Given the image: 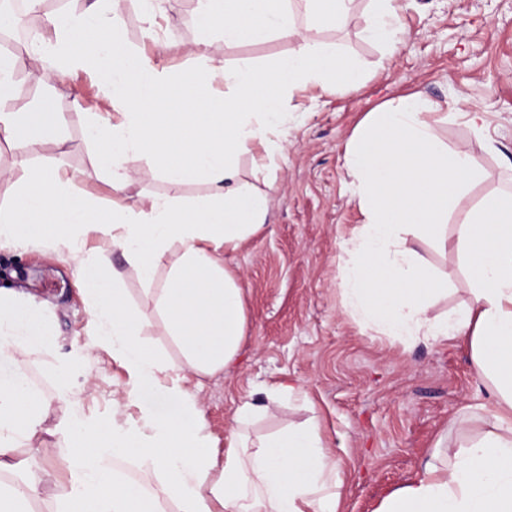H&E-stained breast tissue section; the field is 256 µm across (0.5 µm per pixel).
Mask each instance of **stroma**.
Here are the masks:
<instances>
[{
  "label": "stroma",
  "mask_w": 512,
  "mask_h": 512,
  "mask_svg": "<svg viewBox=\"0 0 512 512\" xmlns=\"http://www.w3.org/2000/svg\"><path fill=\"white\" fill-rule=\"evenodd\" d=\"M161 8L150 26L139 0H125L122 48L148 51L159 38L169 43L160 65L192 69L186 48L197 38L194 0H163ZM367 9L368 0H357L343 25L319 30L322 41L338 46L363 68L364 83L338 94L314 85L293 90L281 99L286 153L264 169L254 167L250 154L239 157V185L269 193L271 208L265 227L224 257L226 266L239 274L245 296L246 338L239 356L227 373L203 380L197 390L211 444L220 452L242 400L262 403L265 390L295 386V393L269 403L247 432L255 438L288 422L317 419L348 471L345 512H375L382 497L416 474L440 433H447L455 447L482 429L475 416L485 402L463 341L405 345L362 328L347 315L340 270L348 256L341 243L364 221L357 181L346 165L348 141L368 113L419 92L440 105L431 118L438 137L467 151L481 171L480 181L462 197L460 210L491 191L512 187V0H399L403 34L393 52L364 39ZM295 47V40L284 36L219 46L212 51L213 64L228 67L248 59L271 70ZM40 68L37 57L22 59L19 73L31 91L14 95L8 107L24 111L50 98L63 117L64 139L56 145L0 143V168H18L25 159L57 168L71 178L76 195L102 212L111 211L116 200L138 208L153 196L196 201L211 194L205 181L173 183L152 174L146 158L137 163L125 191L115 193L94 161L98 146L87 138L73 102L81 100L86 111L99 113L108 124L120 122V114L107 104L93 72L75 70L45 86L37 80ZM464 105L482 113L484 131L471 129L458 116ZM82 247L122 272L127 298L142 313L147 343L175 353L153 302L121 253L92 232L83 237ZM422 254L448 275V296L436 303L435 313L466 302L469 282L442 245L431 243ZM5 286L33 300L51 318L58 334L54 361L69 376L70 389L62 396L41 357L26 364L28 379L50 401V434L17 453L44 479L39 512H53V492L64 475L53 468L44 449L63 445L73 413L90 422L112 419L121 425L139 417L140 410L112 404L126 373L108 352L94 348L91 315L63 247L0 244V288Z\"/></svg>",
  "instance_id": "35a3bbf8"
}]
</instances>
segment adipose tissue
<instances>
[{
	"label": "adipose tissue",
	"instance_id": "obj_1",
	"mask_svg": "<svg viewBox=\"0 0 512 512\" xmlns=\"http://www.w3.org/2000/svg\"><path fill=\"white\" fill-rule=\"evenodd\" d=\"M371 2L365 38L393 44L397 0ZM353 3L195 0L202 46H210L214 28L228 46L274 34L296 38L297 49L270 71L248 60L216 69L200 54L195 69L177 72L159 66L155 55L124 50L122 0H91L77 16L45 15L53 38L30 48L44 58L39 82L91 69L123 115L106 132L112 151L101 154L112 189L125 190L146 148L154 173L174 182L201 179L212 188L208 200L192 204L170 196L149 198L137 210L116 204L110 221L96 222L71 179L26 161L16 195L0 204V239L52 244L67 238L99 341L127 374L122 400L141 408L139 420L122 426L74 418L63 446L48 449L66 475L55 512H166L169 501L177 512H342L341 462L317 424L289 423L253 441L244 428L264 407L245 400L219 454L188 383L232 365L245 338L244 290L224 255L263 228L271 200L237 185L238 157L252 152L262 165L286 149L279 136L286 115L270 86L287 93L313 84L339 93L361 84V70L340 63L338 50L316 35L321 24L342 23ZM298 9L310 17L306 26L295 21ZM18 65L14 54L0 53V142H58L60 116L49 102L31 112L4 109ZM218 80L227 95H216ZM435 108L412 94L370 113L348 146L365 222L345 242L351 260L341 275L343 306L357 322L405 344L464 340L486 381L493 428L456 448L435 445L415 477L386 495L376 512H512V191L488 193L448 228L449 214L481 173L468 154L436 135L428 121ZM90 231L120 250L148 285L179 358L143 342L142 316L128 303L120 274L102 272L81 249ZM449 232L470 299L434 316L431 308L448 295V278L428 268L420 249ZM165 257L170 263L158 288ZM56 342L52 321L37 305L0 289V351H9L14 363L0 373V512H35L41 477L25 471L16 451L42 435L50 403L23 366L38 355L55 370ZM129 456L139 466L134 478L119 469Z\"/></svg>",
	"mask_w": 512,
	"mask_h": 512
}]
</instances>
